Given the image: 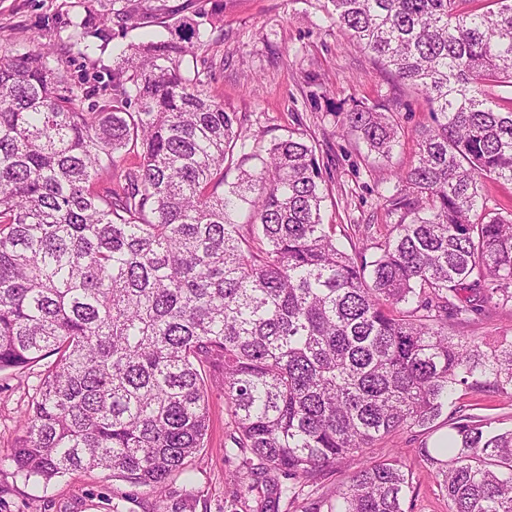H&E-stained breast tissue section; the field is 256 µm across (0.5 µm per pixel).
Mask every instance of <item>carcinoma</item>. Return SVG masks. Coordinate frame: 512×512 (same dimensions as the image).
Listing matches in <instances>:
<instances>
[{"label": "carcinoma", "instance_id": "1", "mask_svg": "<svg viewBox=\"0 0 512 512\" xmlns=\"http://www.w3.org/2000/svg\"><path fill=\"white\" fill-rule=\"evenodd\" d=\"M475 2L332 0L433 111L380 195L370 261L323 223L304 133L249 140L182 69L192 23L129 45L88 110L96 89L51 51L1 52L0 371L43 368L0 463L36 486L100 470L163 495L206 446L216 384L236 463L225 512H279L338 464L346 480L311 512H405L398 452L371 449L432 424L460 386L512 389V346L452 333L512 304V210L482 199L486 180L512 183V111L487 99L512 88V0ZM128 20L73 23L68 39ZM397 107L360 101L343 125L388 159ZM435 453L450 512H512V429L460 419Z\"/></svg>", "mask_w": 512, "mask_h": 512}]
</instances>
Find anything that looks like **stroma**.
Listing matches in <instances>:
<instances>
[{
  "label": "stroma",
  "instance_id": "stroma-1",
  "mask_svg": "<svg viewBox=\"0 0 512 512\" xmlns=\"http://www.w3.org/2000/svg\"><path fill=\"white\" fill-rule=\"evenodd\" d=\"M170 22L184 17L199 24L202 44L184 58L206 89L236 113L248 135L270 143L288 131L303 132L315 150L328 187L325 223L348 252L370 247L385 233L387 218L380 196L394 184L416 151V134L431 125L430 103L413 91L395 90L370 55L350 45L347 32L331 18L330 0H0V47L15 53L36 43L52 47L72 83L104 87L121 49L132 43L167 38L155 21L160 7ZM132 13L133 20L112 29L105 44L90 54L67 40L70 22L94 26L98 16ZM399 95L401 142L391 159L368 156L355 135L343 129L342 114L357 101H386ZM464 335L490 345L512 343V310L497 309L463 328ZM35 371L0 372V455L19 434L26 393ZM491 420L512 428V396L476 387H459L455 401L429 429H407L374 449V457L401 451L412 487L406 500L412 512H449L448 497L435 477L437 466L425 451L447 429L452 417ZM229 421L220 390L210 397V428L205 448L195 456L188 479H176L171 496L181 512H224V431ZM163 503L145 487H133L98 471L68 475L34 486L10 463L0 464V512H161Z\"/></svg>",
  "mask_w": 512,
  "mask_h": 512
}]
</instances>
